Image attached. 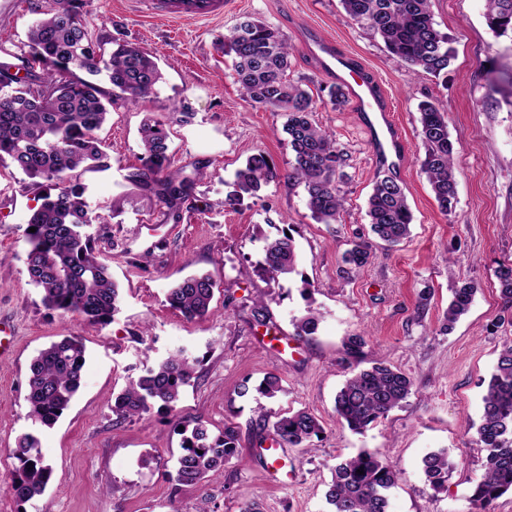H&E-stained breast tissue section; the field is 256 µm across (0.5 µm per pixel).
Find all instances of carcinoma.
I'll return each mask as SVG.
<instances>
[{
	"mask_svg": "<svg viewBox=\"0 0 512 512\" xmlns=\"http://www.w3.org/2000/svg\"><path fill=\"white\" fill-rule=\"evenodd\" d=\"M72 0H53L47 16L33 23L28 34L26 77L0 79V161L8 159L31 178L53 183L54 192L41 196L32 209L27 233L26 271L41 290L42 303L64 313L82 316L94 325H105L118 310L120 292L90 237L82 227L91 222L83 199L84 188L74 175L82 165L92 170L109 167L96 131L111 118L108 105L120 94L133 104L147 99L163 79L157 57L129 43H119L109 58L96 54L87 23L71 6ZM346 14L380 38L388 53L414 71L434 77L448 72L454 49L450 38L436 28L431 0H341ZM489 28L500 36L512 34V0H486ZM224 53L233 57V70L243 94L252 102L287 114L284 127L294 154L291 170L282 175L263 154L248 158L237 170L224 206L233 208L247 196L255 197L262 185L281 177L304 186L307 206L315 220L336 222L344 197L339 186L346 153L333 133L312 120L315 102L302 86L288 79L290 46L276 28L252 18L240 20L224 36ZM105 75L112 92H105L96 77ZM420 136L424 145L421 169L443 213L455 208L457 180L454 143L448 132V116L433 102L419 103ZM141 165L125 180L137 195L167 207L178 216L191 179L171 169L168 134L155 120L141 129ZM370 230L389 247L411 234L413 214L402 187L390 176L376 179L368 201ZM370 259L363 240L351 242L343 262L356 270ZM298 255L294 239L283 236L267 243L262 269L273 280L296 271ZM502 310L512 314V262L495 272ZM216 282L208 274L183 278L166 295L170 308L188 320L211 313ZM476 288L464 282L452 289L443 312V328L466 314ZM320 314L309 308L293 323L294 335L310 338L318 331ZM365 337L345 341L344 361H356ZM86 364V348L78 336H65L41 349L28 369L29 417L44 426L53 425L79 390ZM194 375L193 362L178 352L145 367L137 380L112 399V413L119 420L140 417L151 405L174 406L183 387ZM259 392L274 397L282 390L280 376L269 373ZM412 391L403 371L382 362L360 369L336 394L335 411L354 433L385 419L402 406ZM483 413L477 428L478 442L487 451L486 462L476 479L472 512H491L495 500L512 491V344L504 345L482 399ZM273 432L282 446L303 447L319 436V420L306 410L277 417ZM238 433L224 427V435L209 440L198 423L183 438L174 479L194 484L223 474L224 464L238 454ZM17 465L6 492L19 503L41 495L52 468L40 451L33 433L23 434L12 451ZM450 464L445 449L426 454L422 472L436 491L444 489ZM399 479L398 471L368 451L341 459L332 470L325 500L328 512H388L389 493Z\"/></svg>",
	"mask_w": 512,
	"mask_h": 512,
	"instance_id": "1",
	"label": "carcinoma"
}]
</instances>
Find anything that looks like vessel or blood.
<instances>
[{"mask_svg":"<svg viewBox=\"0 0 512 512\" xmlns=\"http://www.w3.org/2000/svg\"><path fill=\"white\" fill-rule=\"evenodd\" d=\"M150 4L155 18L168 22H200L223 16L228 0H150ZM309 51L322 72L344 84L350 91L359 111V120L372 139L376 164L404 163L402 134L389 121L386 99L374 81L364 75L358 64L331 41L312 39Z\"/></svg>","mask_w":512,"mask_h":512,"instance_id":"obj_1","label":"vessel or blood"}]
</instances>
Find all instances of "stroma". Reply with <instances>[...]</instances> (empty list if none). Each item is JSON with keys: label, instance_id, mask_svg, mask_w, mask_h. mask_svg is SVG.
Masks as SVG:
<instances>
[{"label": "stroma", "instance_id": "stroma-1", "mask_svg": "<svg viewBox=\"0 0 512 512\" xmlns=\"http://www.w3.org/2000/svg\"><path fill=\"white\" fill-rule=\"evenodd\" d=\"M94 45L125 41L154 54L164 74L153 94L133 105L112 100V118L97 133L110 167L79 170L84 200L103 222L87 234L110 266L122 300L106 325L45 307L25 264L29 214L45 189L11 163L0 164V319L13 323V353L0 365V512H325V493L337 458L367 450L400 473L389 512H470V496L486 452L474 428L483 410L486 380L512 325L499 321L495 271L512 259V39L486 21L485 0H432L438 29L452 37L447 74L412 72L383 42L355 23L340 0H232L221 19L170 24L148 18L147 0H80ZM52 0H0V63L27 55L30 26ZM279 29L292 48L291 76L316 102L313 119L332 132L348 155L340 183L344 209L321 224L306 205L303 185L280 179L236 208L225 207L235 171L257 153L280 171L294 157L283 130L285 113L252 103L239 90L222 38L242 17ZM332 40L374 79L388 99L407 151L393 177L413 212L412 232L394 248L373 237L367 200L381 170L354 102L334 109L322 73L304 37ZM434 102L448 115L455 146L457 203L442 213L421 170L424 147L418 105ZM163 123L173 167L192 179L179 220L143 199L113 213L112 200L129 190L124 176L139 165V129L146 118ZM293 237L297 272L275 280L259 268L268 240ZM363 237L369 263L344 273L349 241ZM194 273L219 285L213 312L189 320L171 309L168 288ZM458 280L474 282L472 305L450 331L442 313ZM309 297H302V288ZM433 298L417 316L419 291ZM264 300L266 324L253 318ZM322 314L317 333L302 340L292 321L307 308ZM363 335L361 367L393 365L413 380L410 396L389 416L356 434L335 412V397L351 367L342 364L344 340ZM83 337L82 386L52 427L28 416L27 378L38 351L65 336ZM183 350L197 365L174 408L152 406L142 417L117 421L112 396L142 372L144 358ZM278 374L276 397L257 387ZM248 394H241V385ZM305 409L322 426L312 450L288 451L289 474L271 479L261 443L276 415ZM203 423L211 437L233 427L239 454L221 476L191 485L175 482L183 427ZM35 433L52 467L44 493L16 502L3 484L16 465L19 436ZM447 449L453 464L445 489H431L421 461Z\"/></svg>", "mask_w": 512, "mask_h": 512}]
</instances>
